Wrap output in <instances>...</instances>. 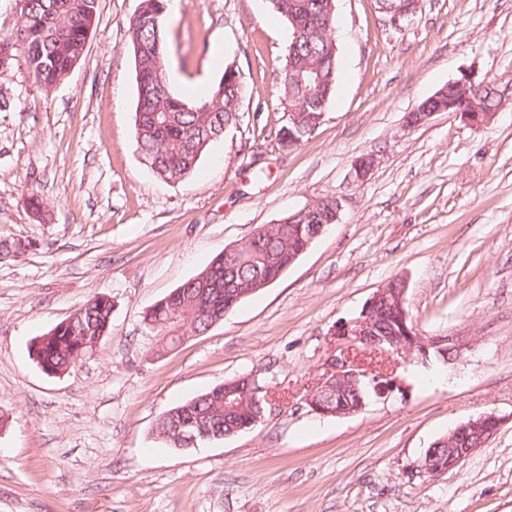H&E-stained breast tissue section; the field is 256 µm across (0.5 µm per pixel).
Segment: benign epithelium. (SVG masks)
<instances>
[{
    "instance_id": "obj_1",
    "label": "benign epithelium",
    "mask_w": 512,
    "mask_h": 512,
    "mask_svg": "<svg viewBox=\"0 0 512 512\" xmlns=\"http://www.w3.org/2000/svg\"><path fill=\"white\" fill-rule=\"evenodd\" d=\"M419 8L420 0H393L392 6L384 9V13L387 14L388 21L397 26L401 21L415 15ZM459 87L465 90L466 94L460 101L454 97H448V111L462 117L472 126H481L494 119L497 111H485L479 104L489 83H477L474 81V76L466 73L461 78L448 82V85L440 89L438 96L441 97ZM374 161H376V157L372 155L363 156L354 161L352 176L355 182L359 183L365 180L375 167ZM324 202L331 205L332 212L325 222L309 226L308 240L311 242L318 239L326 228L339 218L340 205L337 199L326 198ZM399 282L402 283L401 291L391 303L393 316L396 317L400 327L394 336L385 341H380L372 336L373 325L379 310L389 304L387 286L385 285L373 293L357 318L344 327L330 330L329 335L340 336L350 341V344L340 349L339 354L333 353L325 359L324 373L317 385L304 398L310 412L321 416L338 415L331 399L325 397V394H334V389L341 388V385L347 381L357 383L358 375L353 373L356 364L352 361V355L362 345L377 352L385 359L395 356L406 358L413 355L426 359L430 355V350L445 346L448 348L451 360H460L463 350L466 349V344L459 341L458 338L454 336L425 337L419 335L415 328L408 326V315L404 307L407 282L402 278L399 279ZM501 424L500 417L493 413H487L457 425L448 433V457H442L436 448L431 446L425 450L420 459L411 465L410 473L436 476L457 468L470 454L492 437L499 430Z\"/></svg>"
}]
</instances>
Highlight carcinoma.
I'll list each match as a JSON object with an SVG mask.
<instances>
[{"label":"carcinoma","instance_id":"obj_1","mask_svg":"<svg viewBox=\"0 0 512 512\" xmlns=\"http://www.w3.org/2000/svg\"><path fill=\"white\" fill-rule=\"evenodd\" d=\"M271 9L288 22L295 37L285 50L279 101L292 112L281 129L282 141L300 143L322 122L336 88L339 49L335 37L336 16L327 11L329 0H269ZM98 0H26L21 11L17 41L25 50L28 69L46 87L63 82L71 61L84 57L87 30L93 28ZM165 0H141L138 18L130 19L128 34L133 48L137 90L135 134L138 148L153 172L165 181L178 182L193 174L210 144L238 118L237 81L231 66L205 97L174 95L169 86L164 40ZM306 230L297 224H274L262 250L246 243L237 246L233 260L213 259L194 276V281L167 303L157 301L144 316L156 334L168 338L170 315L188 313L185 326L204 333L208 324L194 315L197 308L224 311L228 288L254 290L276 277V269L304 246ZM112 320V302L95 296L74 311V320L34 338L30 356L44 370L63 373L76 364L79 353L93 350L107 335ZM391 312L378 313L375 336L392 335ZM372 386L359 378L358 388H347L333 399L336 409L346 411L368 400ZM264 393L237 377L162 412L155 423L158 437L176 444L189 431L196 443L224 439L231 431L249 430L247 423L266 417Z\"/></svg>","mask_w":512,"mask_h":512}]
</instances>
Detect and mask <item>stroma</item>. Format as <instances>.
I'll return each instance as SVG.
<instances>
[{"label":"stroma","instance_id":"1","mask_svg":"<svg viewBox=\"0 0 512 512\" xmlns=\"http://www.w3.org/2000/svg\"><path fill=\"white\" fill-rule=\"evenodd\" d=\"M140 3L99 0L85 57L47 88L13 39L20 0H0V242L23 246L0 260V512H512V0H421L399 27L375 0H336V90L293 148L279 142L287 22L268 0H179L165 18L172 91L206 95L229 64L243 91L178 183L136 144ZM465 72L501 93L493 121L438 112L407 127ZM364 154L379 162L357 183ZM328 197L336 224L207 332L170 347L145 327L226 247ZM399 276L417 331L459 338L461 359H396L401 390L310 413L330 329ZM97 295L112 300L110 333L68 372H43L33 338ZM249 373L276 402L259 426L195 448L155 438L161 412ZM491 412L499 431L459 468L410 476L435 439Z\"/></svg>","mask_w":512,"mask_h":512}]
</instances>
